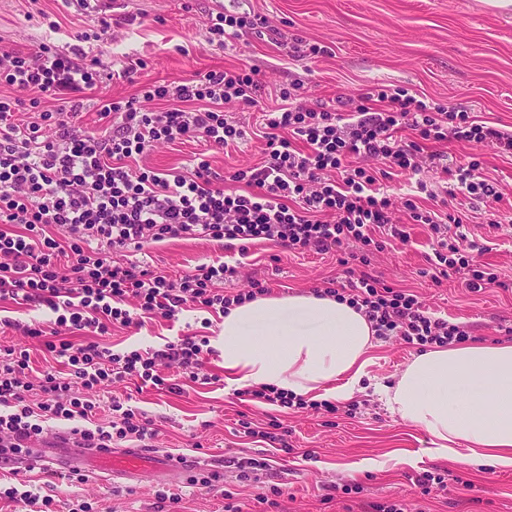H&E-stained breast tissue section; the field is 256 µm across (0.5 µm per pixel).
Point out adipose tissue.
I'll list each match as a JSON object with an SVG mask.
<instances>
[{"instance_id":"obj_1","label":"adipose tissue","mask_w":512,"mask_h":512,"mask_svg":"<svg viewBox=\"0 0 512 512\" xmlns=\"http://www.w3.org/2000/svg\"><path fill=\"white\" fill-rule=\"evenodd\" d=\"M374 332L333 297H259L222 321L229 386L313 392L347 402L359 391ZM378 392L408 427L432 440L435 457L489 471L512 470V341L419 353Z\"/></svg>"}]
</instances>
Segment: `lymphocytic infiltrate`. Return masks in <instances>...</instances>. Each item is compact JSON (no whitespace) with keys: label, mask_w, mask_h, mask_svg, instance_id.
I'll use <instances>...</instances> for the list:
<instances>
[{"label":"lymphocytic infiltrate","mask_w":512,"mask_h":512,"mask_svg":"<svg viewBox=\"0 0 512 512\" xmlns=\"http://www.w3.org/2000/svg\"><path fill=\"white\" fill-rule=\"evenodd\" d=\"M94 64L43 47L0 57V80L31 92L30 102L0 98V301L38 304L50 320L28 324L0 319V332L28 339L0 357V458L46 441L48 421L65 423L84 450L124 442L149 448L159 430L152 418L125 406L105 389L137 380L169 387L165 368L184 383L213 381L206 367L207 338L185 336L159 350L117 352L105 339L116 327H142L144 319H172L183 311L223 316L267 295L262 280L225 293L223 284L248 278L242 261L250 246L267 243L292 252L339 254L346 284L324 281L319 296L349 301L378 337L409 345L450 346L469 339L466 327L428 316L416 294L392 288L368 273L384 238L406 240L405 223L428 225L433 237V280L458 275L477 292L500 285L482 263L486 244L468 238L461 217L447 205L423 208L405 198L397 217L383 186L396 172L417 176L428 145L451 140L512 156V132L468 113L428 105L401 90L375 87L335 104L307 107L300 85L280 91L281 107L265 114L262 165L215 174L208 160L163 173L137 171L129 162L161 143L204 140L221 150L243 139L224 117V103L256 107L260 84L236 69L212 70L176 86L152 82L140 99L101 104L112 124L95 134L80 124L84 90ZM66 91L62 107L25 121L24 105ZM165 101L164 112H145L139 100ZM194 111H185V103ZM382 161L380 170L366 160ZM479 156L451 170L448 196L489 204L498 194L477 177ZM174 239H202L238 253L173 275L125 260L124 252ZM55 359L33 376L31 349ZM248 400L336 414V403L309 402L274 387L242 389Z\"/></svg>","instance_id":"obj_1"}]
</instances>
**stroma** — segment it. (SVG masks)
Masks as SVG:
<instances>
[{"mask_svg":"<svg viewBox=\"0 0 512 512\" xmlns=\"http://www.w3.org/2000/svg\"><path fill=\"white\" fill-rule=\"evenodd\" d=\"M218 9L213 0H126L110 18V39L101 41L94 34L102 17L91 6L0 0V53H28L47 44L98 60L100 77L83 93V125L92 131L102 125L100 101L138 97L147 82H185L224 68L256 71L261 104L269 109L280 105L281 89L293 82L301 84L302 101L312 108L387 85L512 131V0H224L222 9L265 18L276 35L249 32L223 48L207 40ZM314 45L323 47V54L310 55ZM224 115L246 130L240 144L223 151L209 150L197 139L160 144L139 158L138 167L161 172L202 155L220 174L261 162L265 140L259 115L235 102L225 103ZM431 150L436 157L424 160L418 178L438 194L448 185L443 166L466 162L479 151L464 141ZM479 152L481 175L500 201L487 208L460 195L451 205L461 213L468 237L489 240L483 260L507 288L472 292L453 275L435 284L429 275L430 232L423 224L406 225L408 242L396 240L374 252L368 271L410 289L437 316L468 326L477 340L492 342L502 320L512 321V159L487 147ZM221 254L213 242L171 240L133 259L179 273ZM244 262L274 295L308 292L342 273L335 255L292 253L268 244L252 246ZM186 334L217 339L222 321L186 311L174 321H146L135 333L114 330L108 342L118 351L159 349ZM418 353L397 336L375 339L367 367L371 383L356 394L359 409L352 418L240 399L222 379L224 361L217 352L208 366L218 382L173 392L117 383L111 392L131 394L133 407L156 420L157 453L215 460L224 473L223 489L239 485L236 460L264 453L267 481L284 491L278 512H362L366 503L396 500L406 501L410 512H512V472L434 458L427 434L409 428L374 395L372 382L391 381ZM273 417L290 431L293 452L244 435L242 421ZM80 471L86 482L52 481L54 512H68L77 500L98 501L101 512H162L156 492L165 485L181 493L184 512H224L222 490L192 487L183 478L166 482L146 473L135 481L115 479L92 463ZM430 473L444 476L445 490L423 494L419 480Z\"/></svg>","mask_w":512,"mask_h":512,"instance_id":"stroma-1","label":"stroma"}]
</instances>
